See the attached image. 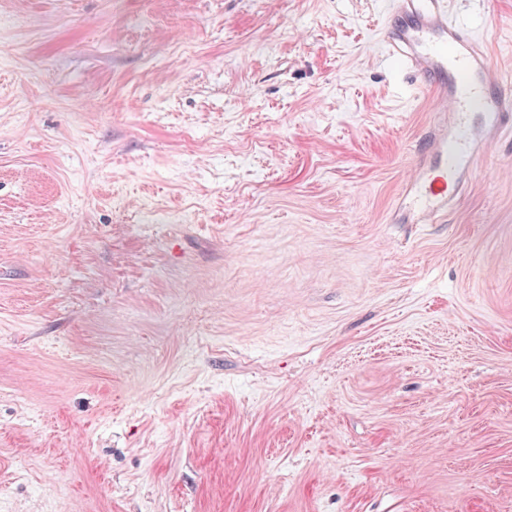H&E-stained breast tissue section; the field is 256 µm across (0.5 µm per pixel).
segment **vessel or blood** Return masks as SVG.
<instances>
[{
	"mask_svg": "<svg viewBox=\"0 0 512 512\" xmlns=\"http://www.w3.org/2000/svg\"><path fill=\"white\" fill-rule=\"evenodd\" d=\"M385 43L389 57L417 74L435 100L433 131L418 151L440 170L432 175L417 166L405 199L424 223L437 224L482 153L512 130V87L484 40L451 18L444 0H392ZM477 105L483 120L475 124L468 112Z\"/></svg>",
	"mask_w": 512,
	"mask_h": 512,
	"instance_id": "b4317fda",
	"label": "vessel or blood"
}]
</instances>
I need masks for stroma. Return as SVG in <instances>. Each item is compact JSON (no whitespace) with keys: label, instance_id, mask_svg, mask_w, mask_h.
Returning a JSON list of instances; mask_svg holds the SVG:
<instances>
[{"label":"stroma","instance_id":"35a3bbf8","mask_svg":"<svg viewBox=\"0 0 512 512\" xmlns=\"http://www.w3.org/2000/svg\"><path fill=\"white\" fill-rule=\"evenodd\" d=\"M390 8L0 0V512H512V133L400 210Z\"/></svg>","mask_w":512,"mask_h":512}]
</instances>
